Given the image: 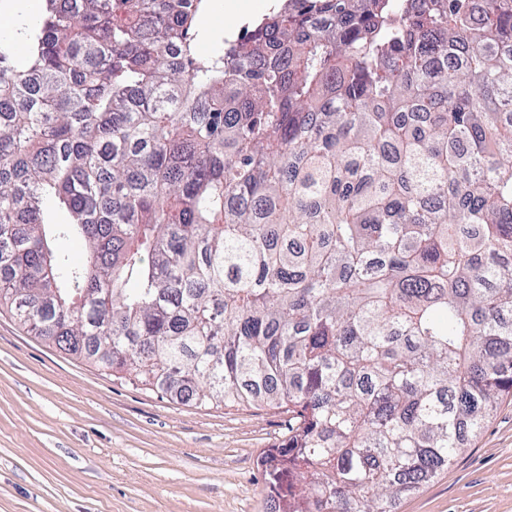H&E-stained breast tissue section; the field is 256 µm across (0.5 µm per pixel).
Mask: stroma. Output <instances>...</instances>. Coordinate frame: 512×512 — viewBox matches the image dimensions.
<instances>
[{"instance_id":"35a3bbf8","label":"stroma","mask_w":512,"mask_h":512,"mask_svg":"<svg viewBox=\"0 0 512 512\" xmlns=\"http://www.w3.org/2000/svg\"><path fill=\"white\" fill-rule=\"evenodd\" d=\"M284 410L197 407L112 376L0 308V512H270ZM395 512H512V397Z\"/></svg>"}]
</instances>
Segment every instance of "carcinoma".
<instances>
[{
	"instance_id": "obj_1",
	"label": "carcinoma",
	"mask_w": 512,
	"mask_h": 512,
	"mask_svg": "<svg viewBox=\"0 0 512 512\" xmlns=\"http://www.w3.org/2000/svg\"><path fill=\"white\" fill-rule=\"evenodd\" d=\"M200 14L45 0L0 39V306L286 410L276 512H393L512 392V0H276L207 57Z\"/></svg>"
}]
</instances>
